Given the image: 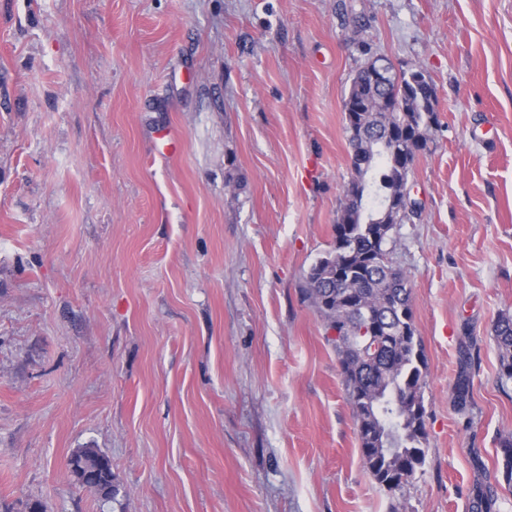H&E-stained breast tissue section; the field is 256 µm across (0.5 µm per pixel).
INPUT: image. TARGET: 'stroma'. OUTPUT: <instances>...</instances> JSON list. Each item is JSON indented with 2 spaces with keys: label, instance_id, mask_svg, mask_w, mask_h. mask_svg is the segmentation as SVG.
I'll return each mask as SVG.
<instances>
[{
  "label": "stroma",
  "instance_id": "stroma-1",
  "mask_svg": "<svg viewBox=\"0 0 512 512\" xmlns=\"http://www.w3.org/2000/svg\"><path fill=\"white\" fill-rule=\"evenodd\" d=\"M377 57L437 94L392 253L427 364L400 493L303 297L352 176L343 98ZM505 312L512 0H0V512H472L486 484L512 512ZM87 447L111 501L66 467ZM493 339L499 352V379L512 381V315L502 314L493 327ZM472 345H463L459 351L458 370L452 385V402L460 413H468L472 406ZM72 455L78 468L98 471L102 479L112 486V461L108 456L96 448H79Z\"/></svg>",
  "mask_w": 512,
  "mask_h": 512
}]
</instances>
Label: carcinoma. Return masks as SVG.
Returning <instances> with one entry per match:
<instances>
[{
  "instance_id": "obj_1",
  "label": "carcinoma",
  "mask_w": 512,
  "mask_h": 512,
  "mask_svg": "<svg viewBox=\"0 0 512 512\" xmlns=\"http://www.w3.org/2000/svg\"><path fill=\"white\" fill-rule=\"evenodd\" d=\"M436 91L419 70L393 73L385 85L363 67L349 86L343 109L365 130L355 162L361 189L342 205L332 249L309 270L308 300L334 332L332 342L355 418L368 471L391 492L401 491L425 464L424 390L427 365L413 319L412 289L406 273L393 269L388 245L397 225L417 213V204L382 224L379 197L405 189L416 158L427 150L426 131L436 123ZM411 143L410 162L400 165V141ZM499 379L512 381V315L493 327ZM471 346L459 351L452 402L460 413L472 406ZM504 476L512 482V436L501 441ZM76 466L96 470L112 482V461L96 448L73 452ZM495 497L478 489L473 512H492Z\"/></svg>"
}]
</instances>
